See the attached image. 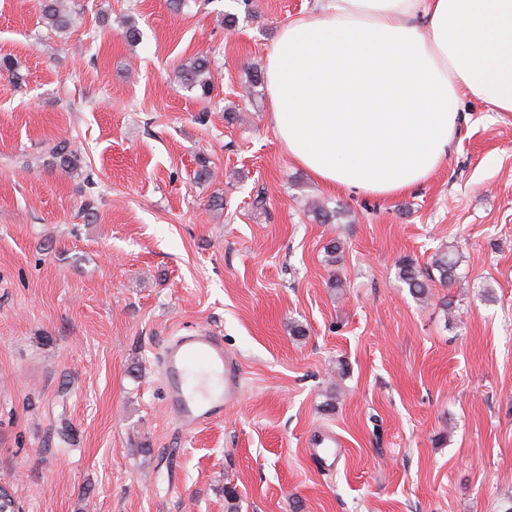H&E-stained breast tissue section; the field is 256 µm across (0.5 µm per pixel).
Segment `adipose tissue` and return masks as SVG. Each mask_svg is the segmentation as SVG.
I'll return each instance as SVG.
<instances>
[{
  "label": "adipose tissue",
  "mask_w": 512,
  "mask_h": 512,
  "mask_svg": "<svg viewBox=\"0 0 512 512\" xmlns=\"http://www.w3.org/2000/svg\"><path fill=\"white\" fill-rule=\"evenodd\" d=\"M264 77L296 164L396 196L446 162L463 98L512 112V0H324L279 30Z\"/></svg>",
  "instance_id": "ef3b65f1"
}]
</instances>
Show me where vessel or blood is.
Returning <instances> with one entry per match:
<instances>
[{
	"label": "vessel or blood",
	"mask_w": 512,
	"mask_h": 512,
	"mask_svg": "<svg viewBox=\"0 0 512 512\" xmlns=\"http://www.w3.org/2000/svg\"><path fill=\"white\" fill-rule=\"evenodd\" d=\"M165 405L186 431L222 420L241 391L242 367L212 330L187 326L163 349Z\"/></svg>",
	"instance_id": "obj_1"
}]
</instances>
